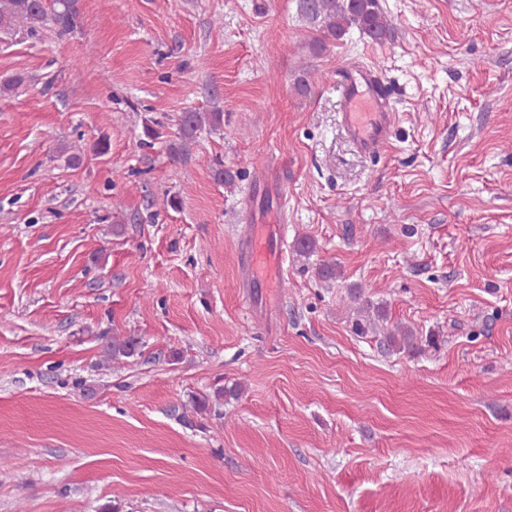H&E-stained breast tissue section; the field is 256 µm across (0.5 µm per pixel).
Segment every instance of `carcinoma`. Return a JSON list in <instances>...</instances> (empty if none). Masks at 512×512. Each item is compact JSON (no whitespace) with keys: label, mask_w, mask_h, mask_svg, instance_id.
<instances>
[{"label":"carcinoma","mask_w":512,"mask_h":512,"mask_svg":"<svg viewBox=\"0 0 512 512\" xmlns=\"http://www.w3.org/2000/svg\"><path fill=\"white\" fill-rule=\"evenodd\" d=\"M300 12L308 19L319 22L324 37L340 39L355 24L362 33L377 41L390 38L392 24L379 8L377 0H299ZM23 20L31 28L52 26L60 35H67L83 26L80 0H0V29H7L14 22ZM224 124L222 112L190 111L182 113L178 140L169 144L175 157L189 151L197 131L204 126L217 129ZM387 346L408 352L419 348V341L427 345L434 339H423L404 326H395L386 332ZM138 342L132 338L113 339L109 353L114 360L134 356Z\"/></svg>","instance_id":"1"}]
</instances>
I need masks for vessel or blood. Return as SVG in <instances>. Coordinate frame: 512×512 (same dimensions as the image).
I'll return each mask as SVG.
<instances>
[{
	"label": "vessel or blood",
	"instance_id": "1",
	"mask_svg": "<svg viewBox=\"0 0 512 512\" xmlns=\"http://www.w3.org/2000/svg\"><path fill=\"white\" fill-rule=\"evenodd\" d=\"M342 107L341 125L356 148L377 156L390 144L398 114L392 104V92L379 72L361 63L339 69ZM241 285H252V272L259 264H282L284 254L273 237L258 238L246 230L237 248Z\"/></svg>",
	"mask_w": 512,
	"mask_h": 512
}]
</instances>
